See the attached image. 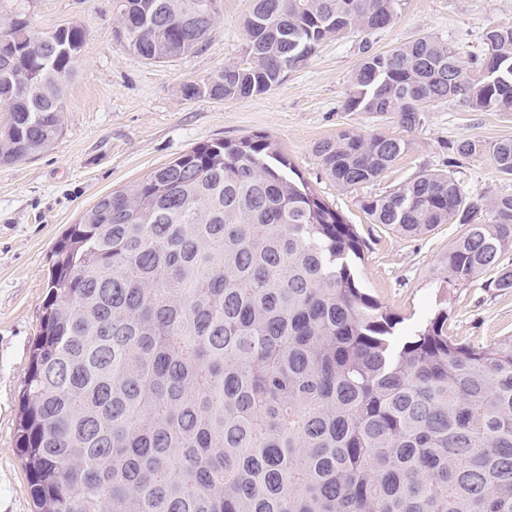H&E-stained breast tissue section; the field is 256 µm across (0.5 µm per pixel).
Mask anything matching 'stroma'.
Wrapping results in <instances>:
<instances>
[{"label": "stroma", "mask_w": 512, "mask_h": 512, "mask_svg": "<svg viewBox=\"0 0 512 512\" xmlns=\"http://www.w3.org/2000/svg\"><path fill=\"white\" fill-rule=\"evenodd\" d=\"M251 0H224L220 26L202 51L150 64L117 42L112 0H0V15L18 14L46 32L77 22L87 40L65 88L66 126L44 152L0 164V512H37L17 442V422L47 296V257L101 196L147 176L192 147L252 134L271 136L311 186L356 225L365 241L356 276L400 319L408 333L439 310L448 334L481 346L512 336V291L481 282L451 286L441 264L460 234L442 224L409 237L371 223L366 197L396 189L422 170H443L448 145L465 136L512 137V113L474 112L448 103L429 107L411 147L382 180L341 190L326 176L317 145L352 128L395 131L390 120L347 112L343 102L364 52L380 53L431 33L471 55L491 24L512 25V0H401L395 22L369 36L351 33L324 44L305 65L265 94L244 100L188 98L185 84L243 60V19ZM456 176L473 195L512 194V177L485 158L461 161Z\"/></svg>", "instance_id": "obj_1"}]
</instances>
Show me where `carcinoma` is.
Returning <instances> with one entry per match:
<instances>
[{"instance_id":"cac0c4a2","label":"carcinoma","mask_w":512,"mask_h":512,"mask_svg":"<svg viewBox=\"0 0 512 512\" xmlns=\"http://www.w3.org/2000/svg\"><path fill=\"white\" fill-rule=\"evenodd\" d=\"M223 0H112L117 40L149 63L203 49ZM400 0H252L247 57L183 87L244 100L326 42L373 33ZM0 163L65 128L64 87L86 41L69 23L0 20ZM481 57L419 34L359 62L348 112L399 133L341 131L316 147L341 190L383 178L435 103L512 112V26ZM446 170L361 201L406 236L463 230L448 284L512 289V195L472 196L454 167L512 177V138L463 137ZM365 242L264 134L197 145L103 196L49 255L48 294L17 425L39 512H512V336H448L439 311L411 334L360 288Z\"/></svg>"}]
</instances>
